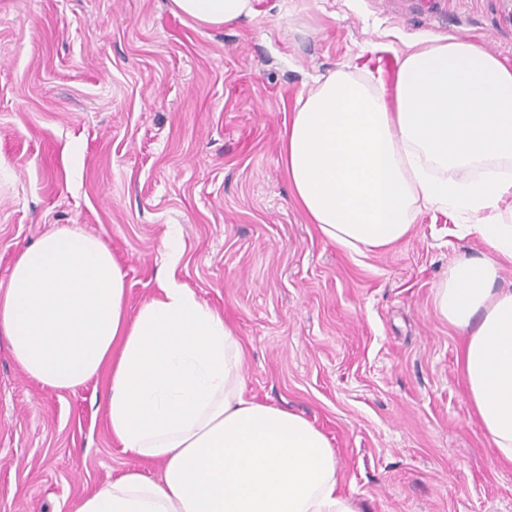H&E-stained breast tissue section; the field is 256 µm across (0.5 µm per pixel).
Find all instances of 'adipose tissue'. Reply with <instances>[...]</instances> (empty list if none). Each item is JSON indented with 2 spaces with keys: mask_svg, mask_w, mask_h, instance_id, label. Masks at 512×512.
Here are the masks:
<instances>
[{
  "mask_svg": "<svg viewBox=\"0 0 512 512\" xmlns=\"http://www.w3.org/2000/svg\"><path fill=\"white\" fill-rule=\"evenodd\" d=\"M204 26L255 15L253 0H171ZM280 158L321 235L361 253L411 232L422 208L483 241L435 294L462 336L457 364L496 452L512 463V64L456 39L397 57L393 88L349 66L299 95ZM0 335L27 376L53 390L107 373L109 430L151 478L129 469L76 512H359L336 452L307 419L244 395L243 349L221 312L164 277L129 314L125 274L96 236L59 227L23 249L0 288Z\"/></svg>",
  "mask_w": 512,
  "mask_h": 512,
  "instance_id": "1",
  "label": "adipose tissue"
}]
</instances>
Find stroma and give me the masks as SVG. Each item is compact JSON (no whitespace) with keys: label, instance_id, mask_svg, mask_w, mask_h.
Instances as JSON below:
<instances>
[{"label":"stroma","instance_id":"stroma-1","mask_svg":"<svg viewBox=\"0 0 512 512\" xmlns=\"http://www.w3.org/2000/svg\"><path fill=\"white\" fill-rule=\"evenodd\" d=\"M203 27L170 0H0V282L67 226L99 237L128 304L174 278L243 344L244 393L308 419L360 512H512L434 291L481 239L425 208L397 246L323 238L280 163L283 124L315 77L347 64L392 83L397 56L458 37L512 62V0H254ZM107 374L30 380L0 335V512H74L134 462L110 433ZM164 264L177 265L183 256V244L178 229L173 228L164 238L162 243Z\"/></svg>","mask_w":512,"mask_h":512}]
</instances>
